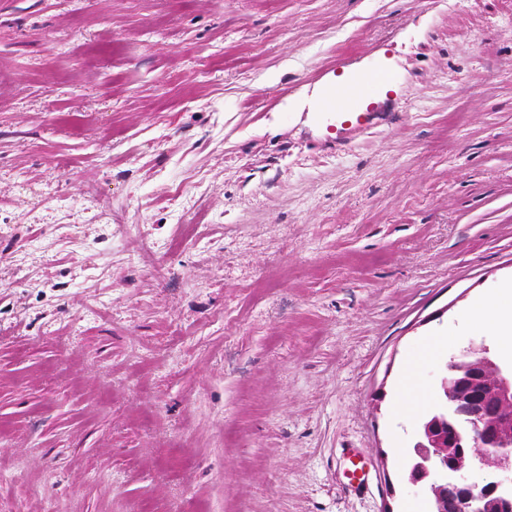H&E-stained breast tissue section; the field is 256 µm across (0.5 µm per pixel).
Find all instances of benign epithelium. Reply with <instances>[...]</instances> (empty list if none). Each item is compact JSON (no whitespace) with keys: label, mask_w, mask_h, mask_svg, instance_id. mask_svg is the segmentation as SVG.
<instances>
[{"label":"benign epithelium","mask_w":512,"mask_h":512,"mask_svg":"<svg viewBox=\"0 0 512 512\" xmlns=\"http://www.w3.org/2000/svg\"><path fill=\"white\" fill-rule=\"evenodd\" d=\"M442 389L467 422L457 428L448 416L437 414L417 430L409 481L435 498L437 512L500 509L501 500L494 494L512 492V413L503 410L504 401L512 400V380L497 372L477 379L452 356ZM465 448L497 450L494 470L480 484L470 478L480 455L469 466L458 461Z\"/></svg>","instance_id":"obj_1"}]
</instances>
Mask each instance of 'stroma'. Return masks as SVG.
Returning <instances> with one entry per match:
<instances>
[{
    "label": "stroma",
    "mask_w": 512,
    "mask_h": 512,
    "mask_svg": "<svg viewBox=\"0 0 512 512\" xmlns=\"http://www.w3.org/2000/svg\"><path fill=\"white\" fill-rule=\"evenodd\" d=\"M509 282L512 0H0V512H403ZM392 78L391 68L383 62H377L366 70L348 73L343 80L326 83L321 87L317 94L320 93L319 111L336 116L337 137L342 134L344 121L341 119L344 116L373 103L384 104L390 100L386 89L391 85ZM338 123L340 128L337 127ZM511 296V305L501 301V295ZM468 322L481 333L494 336L505 354L512 357V283L500 292L478 298L468 312ZM442 345V336L429 337L420 344L417 354L412 358V361H410V381L403 385L398 397V407L401 411H410V405L413 403V400L419 399L420 393L417 386V376L420 371L421 363H423L432 352L441 348Z\"/></svg>",
    "instance_id": "1"
}]
</instances>
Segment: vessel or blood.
I'll return each mask as SVG.
<instances>
[{
    "label": "vessel or blood",
    "mask_w": 512,
    "mask_h": 512,
    "mask_svg": "<svg viewBox=\"0 0 512 512\" xmlns=\"http://www.w3.org/2000/svg\"><path fill=\"white\" fill-rule=\"evenodd\" d=\"M392 78L391 68L382 62L363 71L348 73L341 81L324 84L318 98L319 110L339 119L359 110L368 124H377L385 120L386 115L371 111L370 106L387 102L386 90Z\"/></svg>",
    "instance_id": "1"
}]
</instances>
